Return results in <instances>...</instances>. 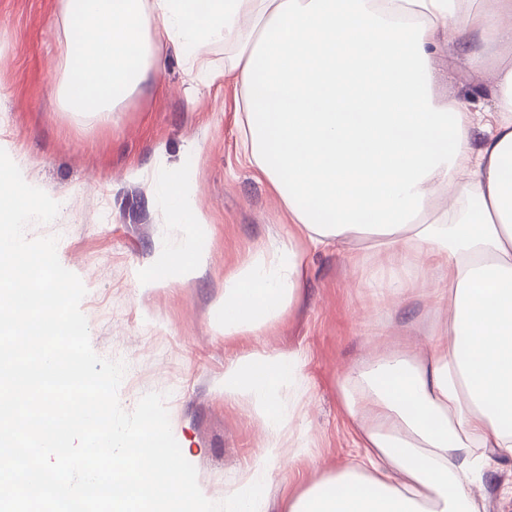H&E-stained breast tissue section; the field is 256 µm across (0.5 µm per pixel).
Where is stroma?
Instances as JSON below:
<instances>
[{
	"mask_svg": "<svg viewBox=\"0 0 512 512\" xmlns=\"http://www.w3.org/2000/svg\"><path fill=\"white\" fill-rule=\"evenodd\" d=\"M153 52L159 74L112 122L98 123L66 112L60 100L59 0H0V149L28 184L62 202L56 223L31 224L26 235L57 236L60 263L86 288L80 308L94 351L135 365L118 390L122 408L133 410L149 392L165 394L173 435L208 499L223 500L238 484L265 438L247 407L225 402V360L250 346L299 354L301 408L263 488L268 512H280L286 493L358 453L341 395L346 372L438 331L442 315L429 283L412 286L411 309L380 305L361 284L379 258L358 236L347 251L363 255V266L351 265L347 251L307 254L306 286L267 335L219 334L214 319L225 274L269 236L287 237L289 219L243 154L240 93L224 78L234 46L217 41L201 49L210 74L204 82L171 44L154 43ZM439 66L454 75L437 85L439 98L488 97L489 76L445 59ZM189 149L198 157L193 190L207 218L208 256L200 276L154 287L156 264L186 233L158 204L155 181ZM474 497L479 512H512L511 458L488 460Z\"/></svg>",
	"mask_w": 512,
	"mask_h": 512,
	"instance_id": "35a3bbf8",
	"label": "stroma"
}]
</instances>
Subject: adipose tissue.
Wrapping results in <instances>:
<instances>
[{"label":"adipose tissue","instance_id":"ef3b65f1","mask_svg":"<svg viewBox=\"0 0 512 512\" xmlns=\"http://www.w3.org/2000/svg\"><path fill=\"white\" fill-rule=\"evenodd\" d=\"M67 111L105 122L144 82L152 40L185 58L221 39L241 91L245 150L299 236L268 240L224 278V336L265 335L305 284V253L373 238L370 284L400 298L441 283L448 312L426 351L404 347L341 387L360 459L284 496L282 512H477L483 452L512 457V0H62ZM462 26H455L457 16ZM250 29H242V17ZM491 74L493 107L436 99L439 57ZM196 156L157 186L190 226L155 281L202 272L207 236L191 186ZM297 353L226 360L224 398L262 419L264 464L225 512H265L262 487L288 438Z\"/></svg>","mask_w":512,"mask_h":512}]
</instances>
